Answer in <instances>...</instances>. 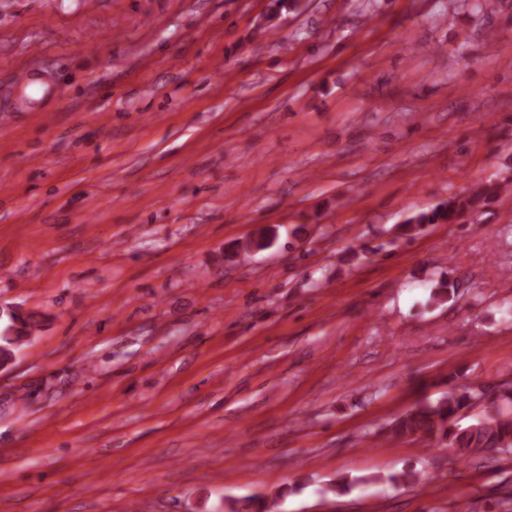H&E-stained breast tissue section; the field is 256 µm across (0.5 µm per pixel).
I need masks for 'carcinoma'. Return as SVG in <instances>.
I'll use <instances>...</instances> for the list:
<instances>
[{"label": "carcinoma", "instance_id": "1", "mask_svg": "<svg viewBox=\"0 0 512 512\" xmlns=\"http://www.w3.org/2000/svg\"><path fill=\"white\" fill-rule=\"evenodd\" d=\"M500 187L490 185L477 189L464 201L448 200L427 211L408 217L399 225V235L412 238L425 224L451 222L463 210L470 208L481 198L498 194ZM9 323L0 335V357H9L29 337L36 322L32 316L12 312ZM482 397L486 406L475 422L462 427L459 412L472 406V400ZM512 405V386L506 390L488 395L478 394L467 388L452 389L440 399L417 403L400 414L390 427L391 437H418L426 441L446 443L460 459L472 458L485 452L512 454V412L503 411V405ZM278 500L274 497H252L245 507L250 512H277Z\"/></svg>", "mask_w": 512, "mask_h": 512}]
</instances>
